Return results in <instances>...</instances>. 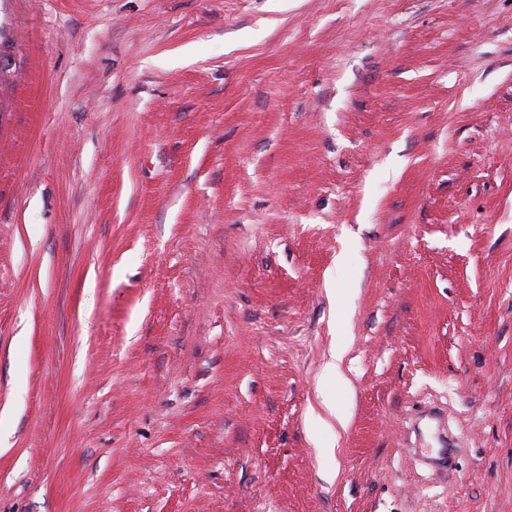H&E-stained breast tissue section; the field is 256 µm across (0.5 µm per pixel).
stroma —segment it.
<instances>
[{"label":"stroma","instance_id":"35a3bbf8","mask_svg":"<svg viewBox=\"0 0 512 512\" xmlns=\"http://www.w3.org/2000/svg\"><path fill=\"white\" fill-rule=\"evenodd\" d=\"M0 512H512V0H0Z\"/></svg>","mask_w":512,"mask_h":512}]
</instances>
